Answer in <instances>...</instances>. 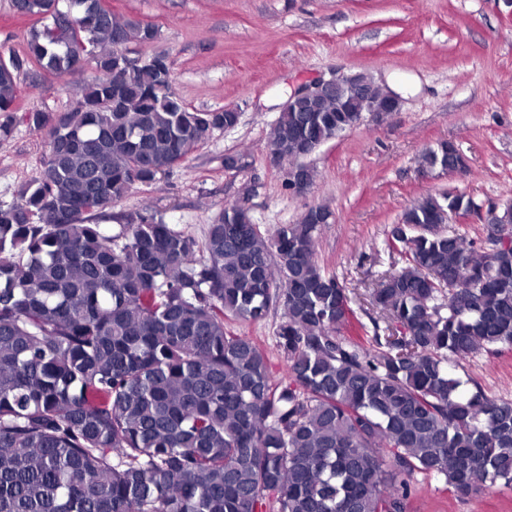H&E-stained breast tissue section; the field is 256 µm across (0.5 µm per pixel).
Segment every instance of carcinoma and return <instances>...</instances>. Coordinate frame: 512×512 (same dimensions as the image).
<instances>
[{
    "instance_id": "obj_1",
    "label": "carcinoma",
    "mask_w": 512,
    "mask_h": 512,
    "mask_svg": "<svg viewBox=\"0 0 512 512\" xmlns=\"http://www.w3.org/2000/svg\"><path fill=\"white\" fill-rule=\"evenodd\" d=\"M38 16L30 58L62 76L83 57L95 76L55 116L47 153L19 201L0 205V512H406L418 474L456 497L512 488V401L465 390L451 368L512 349V246L483 251L447 233L467 193L412 202L388 245L405 266L374 288V335L348 289L315 260L330 212L311 205L274 234L250 191L203 239L149 206L111 232L96 222L136 184L180 165L230 110L187 107L164 56L127 63L158 30L100 0H13ZM22 61L0 57V140L15 131ZM369 104L392 112L384 86ZM342 96L282 109L273 161L301 167L350 127ZM425 167L464 166L449 142ZM282 311L278 380L267 351L231 323Z\"/></svg>"
}]
</instances>
